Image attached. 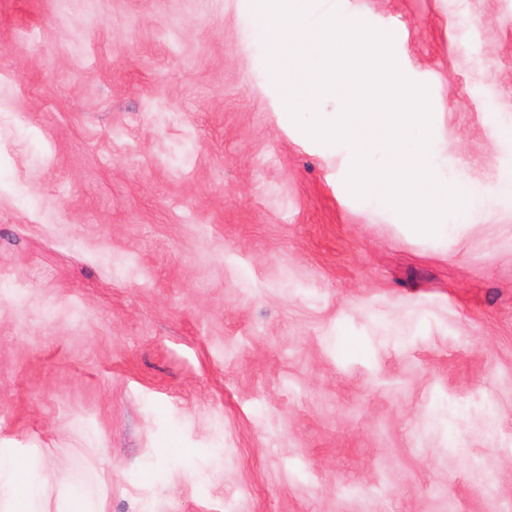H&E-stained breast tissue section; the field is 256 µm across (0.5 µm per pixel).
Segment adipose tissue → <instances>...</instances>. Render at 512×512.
<instances>
[{
  "mask_svg": "<svg viewBox=\"0 0 512 512\" xmlns=\"http://www.w3.org/2000/svg\"><path fill=\"white\" fill-rule=\"evenodd\" d=\"M66 486L61 471H37L27 459L0 448V512H45L41 506L48 484Z\"/></svg>",
  "mask_w": 512,
  "mask_h": 512,
  "instance_id": "adipose-tissue-1",
  "label": "adipose tissue"
}]
</instances>
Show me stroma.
<instances>
[{"label": "stroma", "mask_w": 512, "mask_h": 512, "mask_svg": "<svg viewBox=\"0 0 512 512\" xmlns=\"http://www.w3.org/2000/svg\"><path fill=\"white\" fill-rule=\"evenodd\" d=\"M334 7L428 88L447 242L302 137L254 0H0V448L49 512H512V0Z\"/></svg>", "instance_id": "1"}]
</instances>
